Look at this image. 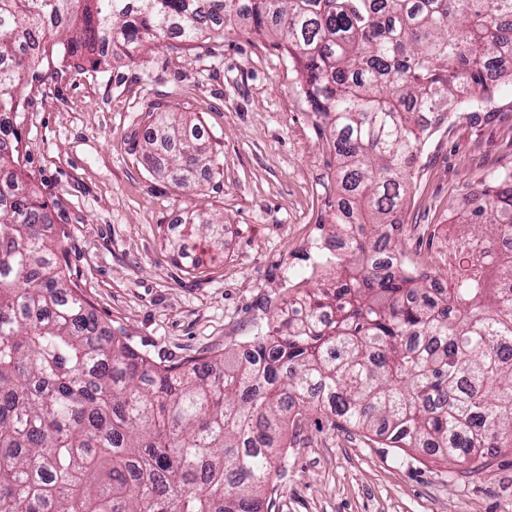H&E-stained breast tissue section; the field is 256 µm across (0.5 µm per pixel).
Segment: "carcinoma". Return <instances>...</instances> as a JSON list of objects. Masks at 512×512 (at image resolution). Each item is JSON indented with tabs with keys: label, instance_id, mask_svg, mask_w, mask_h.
I'll list each match as a JSON object with an SVG mask.
<instances>
[{
	"label": "carcinoma",
	"instance_id": "obj_1",
	"mask_svg": "<svg viewBox=\"0 0 512 512\" xmlns=\"http://www.w3.org/2000/svg\"><path fill=\"white\" fill-rule=\"evenodd\" d=\"M250 23L301 77L336 166V278L201 363L161 365L103 327L22 178L20 87L54 35L97 69L141 46ZM512 80V0H0V512H264L284 430L310 414L476 474L512 448V170L455 215V282L411 275L390 228L430 133ZM198 127L160 112L152 172L209 170Z\"/></svg>",
	"mask_w": 512,
	"mask_h": 512
}]
</instances>
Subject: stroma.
Returning a JSON list of instances; mask_svg holds the SVG:
<instances>
[{"label": "stroma", "mask_w": 512, "mask_h": 512, "mask_svg": "<svg viewBox=\"0 0 512 512\" xmlns=\"http://www.w3.org/2000/svg\"><path fill=\"white\" fill-rule=\"evenodd\" d=\"M22 168L48 202L65 273L102 324L165 364L242 350L314 272L329 239L334 164L273 34L227 31L150 44L94 69L56 52L21 88ZM190 112L214 165L200 186L154 175L153 112ZM512 169V84L487 111L440 122L417 159L396 242L444 276L440 233L459 201ZM191 212L224 222V243L185 238ZM273 476L268 512H512V449L460 473L421 448H382L309 420Z\"/></svg>", "instance_id": "35a3bbf8"}]
</instances>
